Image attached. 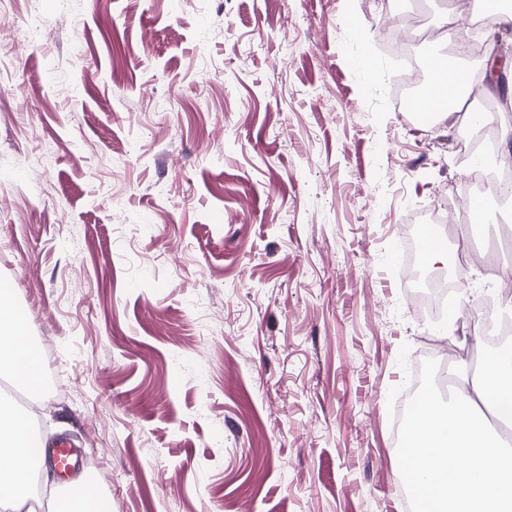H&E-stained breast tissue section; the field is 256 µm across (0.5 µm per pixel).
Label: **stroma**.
Instances as JSON below:
<instances>
[{
	"instance_id": "1",
	"label": "stroma",
	"mask_w": 512,
	"mask_h": 512,
	"mask_svg": "<svg viewBox=\"0 0 512 512\" xmlns=\"http://www.w3.org/2000/svg\"><path fill=\"white\" fill-rule=\"evenodd\" d=\"M448 0H0V285L42 353L32 426L110 512H407L395 421L448 270L460 126L396 102L385 20ZM37 27L41 35L30 39Z\"/></svg>"
}]
</instances>
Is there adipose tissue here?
I'll use <instances>...</instances> for the list:
<instances>
[{"label": "adipose tissue", "instance_id": "adipose-tissue-1", "mask_svg": "<svg viewBox=\"0 0 512 512\" xmlns=\"http://www.w3.org/2000/svg\"><path fill=\"white\" fill-rule=\"evenodd\" d=\"M433 80L451 79L455 93L444 113L452 123L473 124L475 114L467 102L470 73L450 65L448 73L436 72ZM0 379L18 383L30 392L42 386L40 354L26 337L21 315L12 305L8 289H0ZM46 450L33 432L30 421L0 409V504L12 512H25L34 497V484L41 472Z\"/></svg>", "mask_w": 512, "mask_h": 512}]
</instances>
